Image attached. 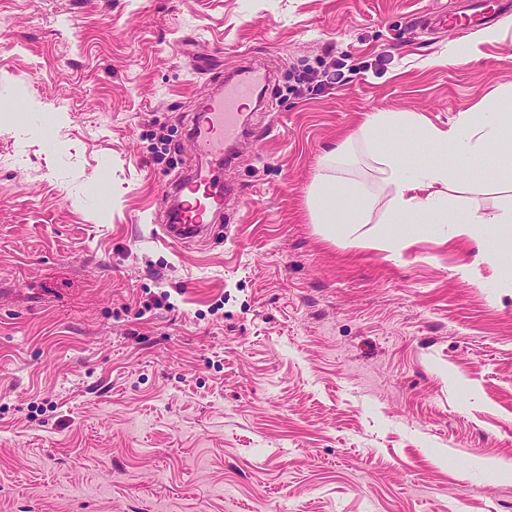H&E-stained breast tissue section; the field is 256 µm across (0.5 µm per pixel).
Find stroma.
Returning a JSON list of instances; mask_svg holds the SVG:
<instances>
[{
    "instance_id": "stroma-1",
    "label": "stroma",
    "mask_w": 512,
    "mask_h": 512,
    "mask_svg": "<svg viewBox=\"0 0 512 512\" xmlns=\"http://www.w3.org/2000/svg\"><path fill=\"white\" fill-rule=\"evenodd\" d=\"M465 11L0 0V512H512L500 266L430 230L347 247L307 206L370 113H512V12ZM249 59L273 79L235 196L163 242L190 116Z\"/></svg>"
}]
</instances>
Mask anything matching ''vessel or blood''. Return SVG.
Returning <instances> with one entry per match:
<instances>
[{"mask_svg":"<svg viewBox=\"0 0 512 512\" xmlns=\"http://www.w3.org/2000/svg\"><path fill=\"white\" fill-rule=\"evenodd\" d=\"M270 82L268 71L247 62L202 100L188 132L201 163L166 184L164 192L171 205L166 222L155 228L160 238L184 247L210 234L211 219L223 215L227 202L226 192L214 183V173L235 160L237 145L248 133L241 104Z\"/></svg>","mask_w":512,"mask_h":512,"instance_id":"1","label":"vessel or blood"}]
</instances>
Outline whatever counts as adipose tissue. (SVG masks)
Instances as JSON below:
<instances>
[{
	"label": "adipose tissue",
	"mask_w": 512,
	"mask_h": 512,
	"mask_svg": "<svg viewBox=\"0 0 512 512\" xmlns=\"http://www.w3.org/2000/svg\"><path fill=\"white\" fill-rule=\"evenodd\" d=\"M394 136L419 140L434 152V162L410 166L400 152H379L378 147ZM378 151L380 178L374 187L338 179L337 173L350 161L353 145ZM476 167L485 173L489 186L512 191V118L497 102L488 101L475 111L459 113L448 129L407 112L369 114L353 138L338 144L323 157L309 189L308 210L327 239H352L360 225L379 219L382 231L373 243L383 250H397L408 236L424 224H445L452 235L480 240L499 230L512 235V205L492 210L470 201V185L460 172ZM382 215H375L377 203Z\"/></svg>",
	"instance_id": "ef3b65f1"
}]
</instances>
